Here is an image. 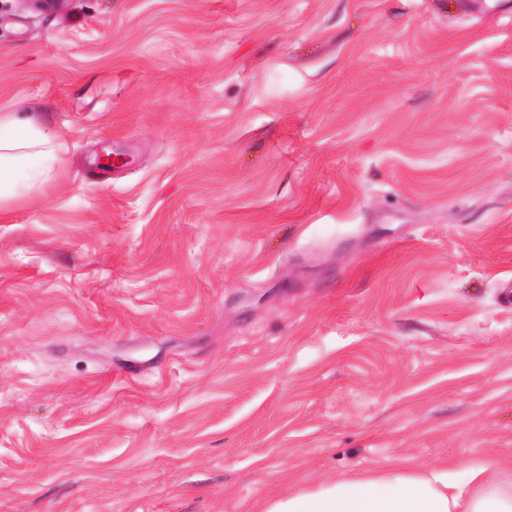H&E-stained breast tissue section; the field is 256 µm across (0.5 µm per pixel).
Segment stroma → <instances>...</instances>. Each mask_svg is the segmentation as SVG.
<instances>
[{
  "instance_id": "35a3bbf8",
  "label": "stroma",
  "mask_w": 512,
  "mask_h": 512,
  "mask_svg": "<svg viewBox=\"0 0 512 512\" xmlns=\"http://www.w3.org/2000/svg\"><path fill=\"white\" fill-rule=\"evenodd\" d=\"M10 111L66 153L0 212V512L512 468L511 17L0 0Z\"/></svg>"
}]
</instances>
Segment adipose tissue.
Here are the masks:
<instances>
[{
    "label": "adipose tissue",
    "instance_id": "adipose-tissue-1",
    "mask_svg": "<svg viewBox=\"0 0 512 512\" xmlns=\"http://www.w3.org/2000/svg\"><path fill=\"white\" fill-rule=\"evenodd\" d=\"M64 141L31 113H0V208L34 198L63 163ZM266 512H512V472L495 473L475 458L464 481L430 468L394 474L376 468L321 483L272 501Z\"/></svg>",
    "mask_w": 512,
    "mask_h": 512
}]
</instances>
